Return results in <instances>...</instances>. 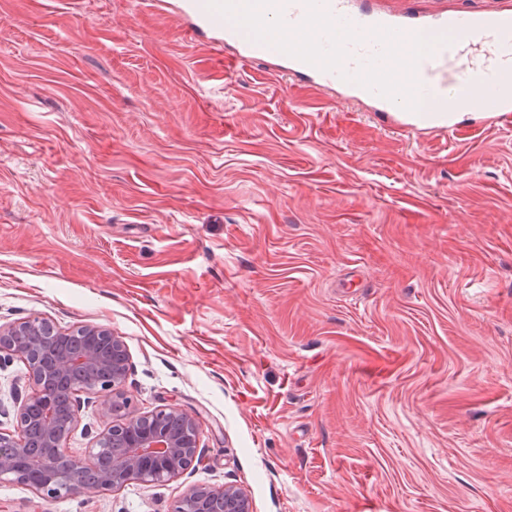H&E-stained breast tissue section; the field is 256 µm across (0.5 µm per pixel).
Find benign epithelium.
<instances>
[{"instance_id": "1", "label": "benign epithelium", "mask_w": 512, "mask_h": 512, "mask_svg": "<svg viewBox=\"0 0 512 512\" xmlns=\"http://www.w3.org/2000/svg\"><path fill=\"white\" fill-rule=\"evenodd\" d=\"M70 338L49 321L30 317L0 330V353L27 367L31 393L16 397V426L0 431V480L63 497L115 490L132 481L151 485L182 475L201 454L197 417L171 406L139 413L129 409L124 385L129 354L121 337L97 325L81 328L76 354H55ZM86 392L107 398L116 420L96 440L87 461L69 454L66 442L78 423ZM207 496L224 497V512H251L246 492L195 486L173 512H199Z\"/></svg>"}]
</instances>
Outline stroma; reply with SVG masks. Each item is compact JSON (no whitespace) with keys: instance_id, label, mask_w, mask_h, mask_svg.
I'll list each match as a JSON object with an SVG mask.
<instances>
[{"instance_id":"obj_1","label":"stroma","mask_w":512,"mask_h":512,"mask_svg":"<svg viewBox=\"0 0 512 512\" xmlns=\"http://www.w3.org/2000/svg\"><path fill=\"white\" fill-rule=\"evenodd\" d=\"M121 336L131 409L196 415L183 475L0 512H512V127L398 131L179 0H0V326ZM83 405L90 459L113 423ZM207 496H223L225 512H251V504L246 492L236 486H225L214 490L195 486L188 490L178 501L173 512H197L205 510L201 503Z\"/></svg>"}]
</instances>
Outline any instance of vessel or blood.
I'll return each mask as SVG.
<instances>
[{"label":"vessel or blood","instance_id":"obj_1","mask_svg":"<svg viewBox=\"0 0 512 512\" xmlns=\"http://www.w3.org/2000/svg\"><path fill=\"white\" fill-rule=\"evenodd\" d=\"M197 27L242 60L270 54L272 30L317 26L310 50L280 46L278 73L365 104L414 132L447 131L459 112L512 119V0L396 10L376 0H181Z\"/></svg>","mask_w":512,"mask_h":512}]
</instances>
